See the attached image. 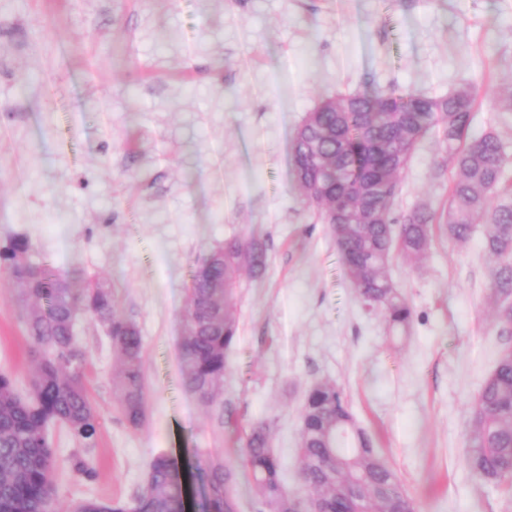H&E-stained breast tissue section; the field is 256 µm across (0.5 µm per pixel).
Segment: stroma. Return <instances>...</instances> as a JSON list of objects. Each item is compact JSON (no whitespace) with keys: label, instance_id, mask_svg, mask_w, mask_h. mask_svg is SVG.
I'll use <instances>...</instances> for the list:
<instances>
[{"label":"stroma","instance_id":"obj_1","mask_svg":"<svg viewBox=\"0 0 512 512\" xmlns=\"http://www.w3.org/2000/svg\"><path fill=\"white\" fill-rule=\"evenodd\" d=\"M510 83L512 0H0V247L22 235L33 261L111 279L144 344L148 407L134 429L112 344L79 319L100 428L85 448L51 426L61 506L130 499L162 451L240 465L260 421L273 424L285 486L301 493V411L327 381L414 512H512V495L466 463L470 408L497 351L512 348L483 225L463 245L436 232L420 262L391 260L412 309L393 327L360 301L292 165L295 131L323 99L395 86L435 98L475 86L473 128L512 156V112L495 103ZM441 159L436 136L417 145L397 212L447 205ZM232 236L265 238L268 264L240 280L219 423L185 388L180 357L190 273ZM26 307L0 271V372L22 391L34 368ZM77 456L94 480L73 470Z\"/></svg>","mask_w":512,"mask_h":512}]
</instances>
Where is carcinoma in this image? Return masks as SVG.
I'll return each instance as SVG.
<instances>
[{
	"label": "carcinoma",
	"mask_w": 512,
	"mask_h": 512,
	"mask_svg": "<svg viewBox=\"0 0 512 512\" xmlns=\"http://www.w3.org/2000/svg\"><path fill=\"white\" fill-rule=\"evenodd\" d=\"M474 91L463 85L431 98L406 88L385 94L354 93L322 101L307 113L293 144V172L310 206L329 224L349 278L361 300L394 326L412 310L388 275L393 255H425L433 226L465 243L485 225V249L497 259L491 290L496 318L512 329V193H501L509 159L499 136L472 128ZM436 133L453 170L448 208L418 205L399 216L394 204L399 175L418 143ZM24 236L0 248V268L33 300L24 316L29 356L36 364L27 393L0 373V512H58L57 460L48 427H66L85 447L95 445L97 414L86 383L87 352L75 334L81 314L97 320L119 357L113 379L119 407L133 427L146 418L144 346L137 323L114 310L112 281L75 289L48 262L29 258ZM267 244L231 238L211 251L190 275L184 315V384L203 405L224 387L226 354L238 333L236 288L241 273L262 274ZM467 466L477 478L512 489V348L498 352L474 403ZM304 492L288 493L271 447V426L245 432L244 467L253 478L258 512H412L396 474L371 437L356 427L342 392L320 382L308 392L300 424ZM204 512H238L237 474L211 457L203 469ZM182 465L167 452L147 465L142 488L127 501L85 499L68 512H183Z\"/></svg>",
	"instance_id": "carcinoma-1"
}]
</instances>
